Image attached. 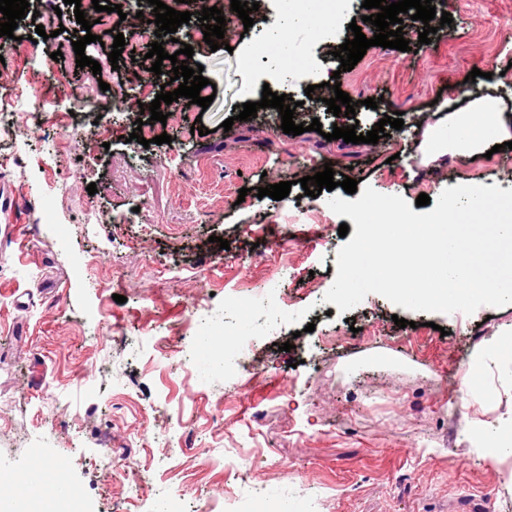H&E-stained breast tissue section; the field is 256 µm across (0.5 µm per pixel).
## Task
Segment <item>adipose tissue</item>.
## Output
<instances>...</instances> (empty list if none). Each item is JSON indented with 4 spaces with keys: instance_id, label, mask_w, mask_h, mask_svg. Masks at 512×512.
<instances>
[{
    "instance_id": "adipose-tissue-1",
    "label": "adipose tissue",
    "mask_w": 512,
    "mask_h": 512,
    "mask_svg": "<svg viewBox=\"0 0 512 512\" xmlns=\"http://www.w3.org/2000/svg\"><path fill=\"white\" fill-rule=\"evenodd\" d=\"M512 140V114L503 112L498 96L474 97L465 108L438 117L419 146L424 165L440 169L448 156L480 154L485 148Z\"/></svg>"
}]
</instances>
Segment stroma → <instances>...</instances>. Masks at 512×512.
Here are the masks:
<instances>
[{
	"label": "stroma",
	"mask_w": 512,
	"mask_h": 512,
	"mask_svg": "<svg viewBox=\"0 0 512 512\" xmlns=\"http://www.w3.org/2000/svg\"><path fill=\"white\" fill-rule=\"evenodd\" d=\"M258 2L224 48L194 43L216 96L205 109L179 100V119L155 128L171 143L146 147L128 138L139 111L113 103L137 102L148 45L124 49L89 112L69 93L88 69L72 52L50 57L78 38L73 6L29 0L59 6L65 30L34 42L22 19L0 69V111L15 124L0 132V209L16 218L0 223V470L74 489L71 512H211L229 498L239 512H512V482L472 435L512 415V304L425 313L372 293L340 314L323 298L342 218L330 191L312 198L300 184L329 163L410 203L459 184L512 186L510 149L453 156L436 175L415 146L435 99L461 107L493 91L512 113V0H432L452 23L430 44L407 17L416 51L373 46L343 73L331 53L363 0L319 31L274 35L285 0ZM308 58L315 70L300 73ZM334 75L354 115L306 97ZM266 87L321 132L285 134L266 108L239 120ZM397 111L404 129L378 143L325 138ZM282 181L284 199L257 196Z\"/></svg>",
	"instance_id": "35a3bbf8"
}]
</instances>
